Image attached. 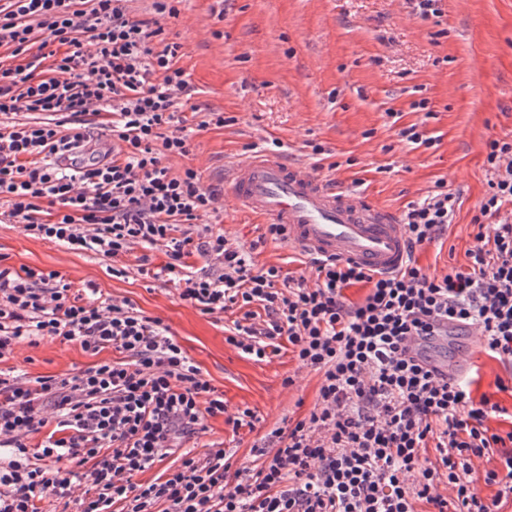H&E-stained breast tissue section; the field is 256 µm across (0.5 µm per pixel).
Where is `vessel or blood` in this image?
I'll return each mask as SVG.
<instances>
[{"label": "vessel or blood", "mask_w": 512, "mask_h": 512, "mask_svg": "<svg viewBox=\"0 0 512 512\" xmlns=\"http://www.w3.org/2000/svg\"><path fill=\"white\" fill-rule=\"evenodd\" d=\"M224 189L243 211L281 225L289 247L313 260H343L391 273L408 259V244L396 213L337 187L280 154L253 153L224 165ZM454 332L416 340L413 356L445 378L459 379L465 366L444 350Z\"/></svg>", "instance_id": "obj_1"}]
</instances>
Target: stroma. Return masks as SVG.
<instances>
[{
    "label": "stroma",
    "mask_w": 512,
    "mask_h": 512,
    "mask_svg": "<svg viewBox=\"0 0 512 512\" xmlns=\"http://www.w3.org/2000/svg\"><path fill=\"white\" fill-rule=\"evenodd\" d=\"M440 8V16L423 20L407 0H183L163 38L181 45L190 90L180 101L194 134L189 154L167 159V166L176 173L194 168L204 186L218 189L226 162L276 141L290 158L399 215L443 181L461 206L447 236L417 249L415 258L431 274L465 265L472 219L487 191L486 143L512 136V0H441ZM421 100L427 111L415 110ZM210 111L223 113V127L201 128ZM415 123L434 137L432 147L399 139L398 130ZM216 208L209 224L256 264L311 274L310 263L280 243L261 241L264 222L229 197L220 196ZM145 254L150 272L143 275ZM166 261L161 250L137 246L122 259L124 275L115 277L108 258L34 238L0 215L1 263L59 271L73 288L94 285L160 318L223 395L228 413L255 411L254 429L209 417L195 440L197 453L221 448L234 467L252 466L255 441L312 409L317 377L287 348L263 362L239 353L226 341L231 314L206 315L181 300L161 271ZM448 353L477 369L474 393L512 377V366L466 337ZM99 358L117 361L121 354L106 349L94 357L79 345L43 340L19 345L9 365L31 379L71 375Z\"/></svg>",
    "instance_id": "stroma-1"
}]
</instances>
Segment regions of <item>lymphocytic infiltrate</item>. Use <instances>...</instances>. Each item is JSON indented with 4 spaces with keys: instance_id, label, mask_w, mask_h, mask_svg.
Here are the masks:
<instances>
[{
    "instance_id": "obj_1",
    "label": "lymphocytic infiltrate",
    "mask_w": 512,
    "mask_h": 512,
    "mask_svg": "<svg viewBox=\"0 0 512 512\" xmlns=\"http://www.w3.org/2000/svg\"><path fill=\"white\" fill-rule=\"evenodd\" d=\"M128 0H0V205L42 240L121 261L134 246L163 249L182 300L201 313L241 310L227 341L262 361L289 345L320 377L307 416L273 429L251 450L260 466L233 468L224 449L197 457L184 443L205 418L254 427L251 409L228 413L161 319L88 287L74 292L58 271L0 266V362L21 343L49 338L106 349L68 377L22 379L0 369V512H42L46 495L77 499L80 512H504L512 505V409L496 392L474 395L466 379L438 377L409 357L414 337L443 323L475 329L484 352L512 364V138L487 143L488 190L472 223L466 265L426 273L416 259L383 274L319 262L313 276L257 266L203 221L218 201L197 170L172 174L164 160L188 155L191 128L178 97L189 90L180 45L155 48L180 0H153L147 17ZM41 112V121L15 114ZM111 118L110 156L78 163L85 114ZM459 207L444 183L409 204L410 249L440 240ZM200 255L218 273L187 271ZM364 284L349 302L345 291ZM44 433L37 447L29 435ZM181 464L136 482L170 452ZM496 458L484 482L476 466ZM81 497H74L76 486ZM448 487L441 495L440 487Z\"/></svg>"
}]
</instances>
